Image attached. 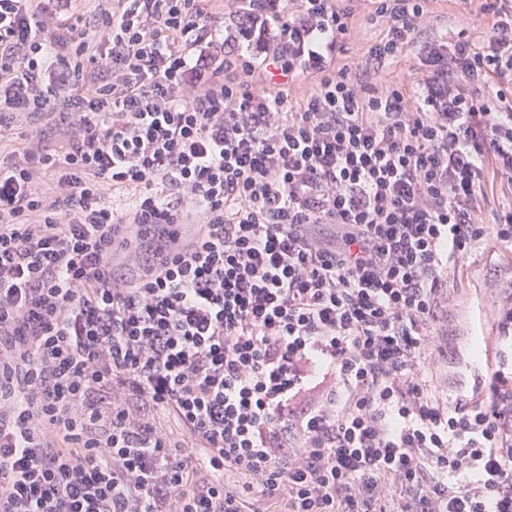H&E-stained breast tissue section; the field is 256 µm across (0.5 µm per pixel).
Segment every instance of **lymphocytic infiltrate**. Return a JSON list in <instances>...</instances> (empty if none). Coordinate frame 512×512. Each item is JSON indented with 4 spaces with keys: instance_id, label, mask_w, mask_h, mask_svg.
Returning a JSON list of instances; mask_svg holds the SVG:
<instances>
[{
    "instance_id": "obj_1",
    "label": "lymphocytic infiltrate",
    "mask_w": 512,
    "mask_h": 512,
    "mask_svg": "<svg viewBox=\"0 0 512 512\" xmlns=\"http://www.w3.org/2000/svg\"><path fill=\"white\" fill-rule=\"evenodd\" d=\"M0 0V512H512V303L443 406L450 278L512 249V0L334 68L350 0ZM418 45L417 90L373 82ZM312 76L300 101L288 86Z\"/></svg>"
}]
</instances>
